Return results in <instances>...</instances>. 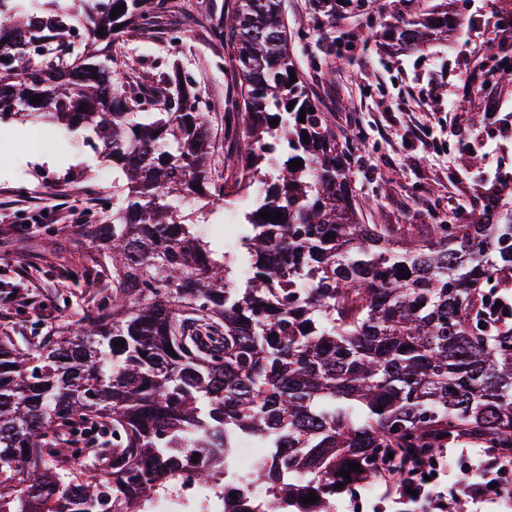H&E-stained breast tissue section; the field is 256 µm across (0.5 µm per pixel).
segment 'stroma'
Returning <instances> with one entry per match:
<instances>
[{
    "instance_id": "stroma-1",
    "label": "stroma",
    "mask_w": 512,
    "mask_h": 512,
    "mask_svg": "<svg viewBox=\"0 0 512 512\" xmlns=\"http://www.w3.org/2000/svg\"><path fill=\"white\" fill-rule=\"evenodd\" d=\"M174 11L145 32H130L115 50L131 76L153 80L172 65L200 90L212 143L211 176L234 184L231 156L241 129L226 112L238 95L230 79L231 50L210 37L239 0H176ZM335 38L322 40L326 20L316 0H281L288 49L317 105L326 112L348 159L361 223L444 224L458 198L488 191L512 173V84L489 77L492 57L512 59L502 25L512 15L499 0H344ZM444 5L454 19L447 32L417 46L390 40L389 26ZM486 83L467 97V80ZM467 97L449 109V97ZM31 122L14 116L0 124V332L42 338L74 327L95 284L65 278L66 263L111 269L88 235L112 221L106 161L77 145L64 127L49 124L54 140L36 151L25 144ZM31 224L29 233L16 232ZM485 455L479 445L448 449L437 484L445 496ZM415 500L376 485L367 507L337 498L333 512H415Z\"/></svg>"
}]
</instances>
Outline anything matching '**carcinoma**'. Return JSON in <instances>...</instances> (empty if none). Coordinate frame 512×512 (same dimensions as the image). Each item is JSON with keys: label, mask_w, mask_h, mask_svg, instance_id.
<instances>
[{"label": "carcinoma", "mask_w": 512, "mask_h": 512, "mask_svg": "<svg viewBox=\"0 0 512 512\" xmlns=\"http://www.w3.org/2000/svg\"><path fill=\"white\" fill-rule=\"evenodd\" d=\"M58 2L0 0V118L83 132L126 183L112 185V223L92 229L112 287L67 336H0V512L144 510L180 482L178 450L244 434L280 449L250 480L290 508L463 442L512 463V215L359 223L336 132L304 79L290 80L280 0H241L211 31L231 43L242 100L233 165L245 206L237 253L219 251L198 230L228 196L209 173L199 91L177 67L151 93L118 82L120 62L99 48L170 0H92L83 49L32 62V40L71 31ZM434 31H448V14L392 36L417 45ZM230 466L221 452L196 481L217 484Z\"/></svg>", "instance_id": "1"}]
</instances>
